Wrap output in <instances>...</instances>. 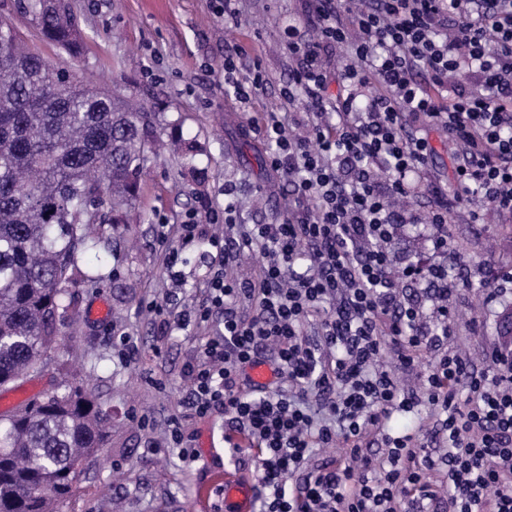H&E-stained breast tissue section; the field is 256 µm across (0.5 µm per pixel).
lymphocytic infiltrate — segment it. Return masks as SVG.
Wrapping results in <instances>:
<instances>
[{
	"label": "lymphocytic infiltrate",
	"instance_id": "1",
	"mask_svg": "<svg viewBox=\"0 0 512 512\" xmlns=\"http://www.w3.org/2000/svg\"><path fill=\"white\" fill-rule=\"evenodd\" d=\"M306 19L284 29L301 66L281 90L293 112L267 113L253 132L270 144L269 169L288 176L292 201L275 224H235L223 211L191 213L161 230L164 264L182 283L184 249L207 240L210 272L188 311L150 302L158 335L224 327L188 364L187 415L224 416L230 453L256 450L265 491L261 512H408L437 492L424 475L435 463L413 435H393L394 414L429 406L448 450L449 512H512V351L488 352L477 368L461 350L428 369L423 394L403 392L384 369V341L399 368L439 348L421 310L397 298L389 243L399 224H447L453 210L482 224L512 216V0H309ZM347 51L341 70L327 59ZM242 48L224 56V85L249 103L268 83L240 79ZM336 98H329L330 85ZM459 149L456 182L424 172L426 128ZM428 197L425 218L393 200ZM223 224L221 235L207 225ZM177 235L178 247L168 245ZM261 247L253 276L231 273L239 250ZM258 362L276 374L251 387ZM382 436L383 454L364 443ZM348 448L345 462L306 470L313 449Z\"/></svg>",
	"mask_w": 512,
	"mask_h": 512
}]
</instances>
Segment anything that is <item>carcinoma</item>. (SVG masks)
Here are the masks:
<instances>
[{"mask_svg": "<svg viewBox=\"0 0 512 512\" xmlns=\"http://www.w3.org/2000/svg\"><path fill=\"white\" fill-rule=\"evenodd\" d=\"M20 5L48 42L81 55L69 0ZM57 67L0 21V394L55 347L80 260L112 255L103 227L128 223L156 155L159 114L71 79L59 86ZM108 420L68 382L0 422V512H54Z\"/></svg>", "mask_w": 512, "mask_h": 512, "instance_id": "1", "label": "carcinoma"}]
</instances>
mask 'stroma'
Instances as JSON below:
<instances>
[{"label":"stroma","instance_id":"1","mask_svg":"<svg viewBox=\"0 0 512 512\" xmlns=\"http://www.w3.org/2000/svg\"><path fill=\"white\" fill-rule=\"evenodd\" d=\"M17 0H0V18L10 20L28 46L51 61L64 60L46 43L37 26L16 8ZM81 19L84 48L66 60L81 83L117 89L160 110L164 135L194 140L199 153L197 173L181 170L177 160L154 159L142 178L135 205L137 224L116 236L113 277L91 286L71 288L74 322L65 324L57 346L44 356L37 375L20 380L15 398L53 392L61 383L60 365L69 363L85 391L107 409L112 429L103 448L88 458L71 496L57 512H198L197 483L226 470L245 473L254 502L264 489L257 455L232 458L224 450L221 417L187 420L193 438L209 434L210 447L186 467L177 449L168 447V424L181 415L185 364L197 352L194 337L174 332L157 337L145 305L166 294L178 296L181 308H191L196 290L208 273L196 250H188L187 283H172L155 241L157 223H180L185 211L206 212L223 206L224 188L235 190L240 224H268L288 206L286 178L261 163L267 147L249 135L250 122L265 113L284 111L279 91L298 61L289 55L283 30L290 19L304 18L308 0H239L237 17L214 10V0H72ZM234 45L247 56L243 72L261 66L269 78L251 104H240L224 90V54ZM433 228L400 225L390 243L395 265L440 263L455 282L461 263L485 260L483 275L493 279L512 270V219L493 218L488 224L469 223L465 213L452 212L447 253L434 252ZM105 302V319L91 318L96 302ZM454 319L449 346L461 349L475 363L487 351L512 349V334L502 323L512 315V292L485 302L482 292L460 287L448 301ZM130 338L139 357L129 362L118 353L121 338Z\"/></svg>","mask_w":512,"mask_h":512}]
</instances>
